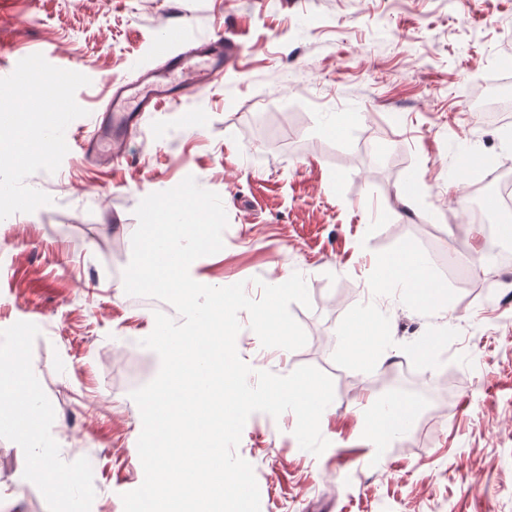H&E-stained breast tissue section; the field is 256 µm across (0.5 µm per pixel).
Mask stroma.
<instances>
[{"label": "stroma", "instance_id": "1", "mask_svg": "<svg viewBox=\"0 0 512 512\" xmlns=\"http://www.w3.org/2000/svg\"><path fill=\"white\" fill-rule=\"evenodd\" d=\"M221 34L243 51L220 82L145 113L127 161L85 159L113 84ZM36 74L61 78L64 110L51 165L0 147V342L22 334L45 425L32 442L0 431V512H124L142 484L130 394L161 362L124 259L139 202L189 175L228 217L223 249L195 262L210 286L257 299L306 281L310 306H290L306 345L263 347L243 311L241 359L334 384L322 454L300 448L293 412L248 418L236 453L260 512H512V282L470 221L488 200L471 187L512 173V124L478 108L493 84L512 105V0H0V94L25 109ZM458 239L471 257L454 265ZM410 247L446 302L383 280ZM365 311L379 364L342 343ZM392 402L413 414L388 436ZM44 448L51 489L31 474Z\"/></svg>", "mask_w": 512, "mask_h": 512}]
</instances>
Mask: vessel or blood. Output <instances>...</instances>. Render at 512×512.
<instances>
[{"label": "vessel or blood", "mask_w": 512, "mask_h": 512, "mask_svg": "<svg viewBox=\"0 0 512 512\" xmlns=\"http://www.w3.org/2000/svg\"><path fill=\"white\" fill-rule=\"evenodd\" d=\"M242 49L237 40L217 36L186 52L168 56L164 64L147 72L136 88L115 86L111 113L97 123L85 141L83 154L90 159H125L126 133L143 113L156 112L179 102L186 87L203 89L221 81L225 68Z\"/></svg>", "instance_id": "vessel-or-blood-1"}]
</instances>
